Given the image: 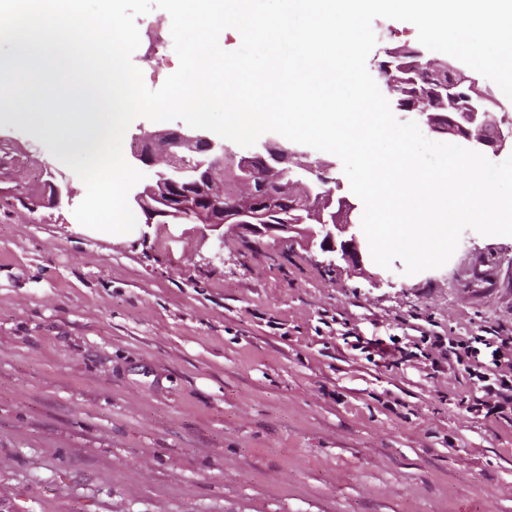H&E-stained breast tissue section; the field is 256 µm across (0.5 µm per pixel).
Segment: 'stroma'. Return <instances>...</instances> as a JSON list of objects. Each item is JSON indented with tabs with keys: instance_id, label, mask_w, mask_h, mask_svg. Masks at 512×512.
Here are the masks:
<instances>
[{
	"instance_id": "35a3bbf8",
	"label": "stroma",
	"mask_w": 512,
	"mask_h": 512,
	"mask_svg": "<svg viewBox=\"0 0 512 512\" xmlns=\"http://www.w3.org/2000/svg\"><path fill=\"white\" fill-rule=\"evenodd\" d=\"M372 29L368 72L419 45ZM144 54L158 89L174 45ZM0 159V512H512V419L420 339L512 327V236L330 272L193 222L87 228L82 181L27 127L0 125ZM50 172L71 201L23 207Z\"/></svg>"
}]
</instances>
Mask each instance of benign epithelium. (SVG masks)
<instances>
[{
    "label": "benign epithelium",
    "mask_w": 512,
    "mask_h": 512,
    "mask_svg": "<svg viewBox=\"0 0 512 512\" xmlns=\"http://www.w3.org/2000/svg\"><path fill=\"white\" fill-rule=\"evenodd\" d=\"M395 53L377 63L384 90L396 109L409 114L428 133L449 142L497 156L512 149V130L496 138L486 135L498 124V115L478 92V80L463 72L458 83L467 86L460 96L453 87L430 102H410L399 95L401 77L393 70ZM132 138L136 149L132 161L149 172V182L129 193L133 207L140 209L146 223H165L172 216L188 212L187 218L203 224L218 241L215 257L224 259L226 234L251 235L274 243L298 244L321 257L320 264L331 270L344 262L357 267L364 256L359 244V227L347 218L356 204L338 197L330 184L332 164L307 161L309 153L299 145L283 147L273 140L254 145L244 154L233 152L224 140L209 131L177 125L159 133L142 131ZM48 187L56 203L70 198L69 185L48 173ZM277 188L278 195L290 197L306 212L298 224H268L263 201L256 191L260 184ZM230 186L232 209L224 210V185Z\"/></svg>",
    "instance_id": "obj_1"
}]
</instances>
